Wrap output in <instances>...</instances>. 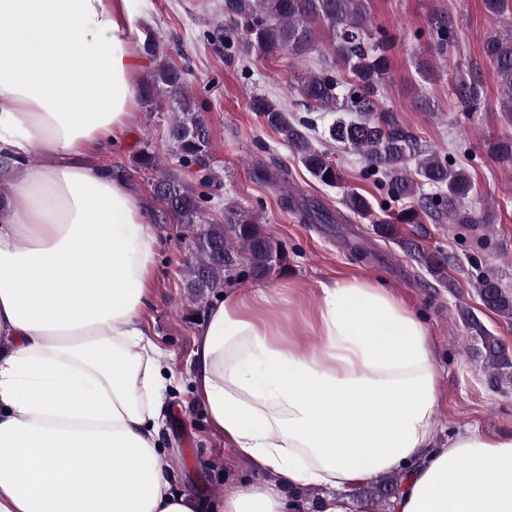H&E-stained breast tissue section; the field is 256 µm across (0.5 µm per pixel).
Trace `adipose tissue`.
Instances as JSON below:
<instances>
[{"mask_svg":"<svg viewBox=\"0 0 512 512\" xmlns=\"http://www.w3.org/2000/svg\"><path fill=\"white\" fill-rule=\"evenodd\" d=\"M132 0H0V512H296L282 484L403 476L393 512H512V433L436 445L429 331L367 279L322 284L306 347L238 293L200 326L188 373L209 427L271 473L229 495L180 489L161 452L174 375L147 339L158 239L96 164L134 120ZM37 163H30L31 152Z\"/></svg>","mask_w":512,"mask_h":512,"instance_id":"adipose-tissue-1","label":"adipose tissue"}]
</instances>
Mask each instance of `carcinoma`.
<instances>
[{
	"label": "carcinoma",
	"mask_w": 512,
	"mask_h": 512,
	"mask_svg": "<svg viewBox=\"0 0 512 512\" xmlns=\"http://www.w3.org/2000/svg\"><path fill=\"white\" fill-rule=\"evenodd\" d=\"M224 18L229 38L236 40L247 54L253 52L267 58L286 55L298 63L315 53L323 57L320 69L298 77L297 107L306 112L332 113L334 118L323 127L319 139L358 152L365 163V175L375 178L391 202L406 204L392 222L379 216L366 197L347 188H343L341 210L315 205L288 192L282 198L283 205L302 223L347 224L353 214L373 224L378 237L392 240L398 238L399 225L421 224L424 215L446 219L451 224L478 223L469 208L474 195L470 174L448 162V157L421 148L409 128L383 105L388 54L396 37L373 26L364 0H224ZM320 25L329 33L325 43L317 36ZM428 30L439 52L456 45L450 16H433ZM147 49L157 64L142 84V105L147 112L167 105L172 112L168 154L186 167L202 165L210 144L205 108L186 90L184 70L160 51L156 38H148ZM484 53L501 89L500 108L512 122V30L490 35ZM453 90L465 112H478L485 105L484 81L476 67L457 69ZM250 108L298 155L313 178L342 188L343 175L332 154L314 143L315 124L311 119L292 115L279 101L266 95L251 96ZM488 150L496 160L512 162V137L488 143ZM425 185L434 188V192H424ZM153 186L154 194L175 223L191 233L194 257L186 267L185 284L191 291L200 294L221 287L224 276L235 270L238 252L246 255L245 275L254 280L263 279L286 260L252 210L230 202L224 207V223H213L207 220L211 196L198 192L177 174L169 172ZM405 247L417 253L431 274L443 276L445 259L424 252L411 241L405 242ZM351 250L361 261L378 257L376 249L362 238L353 242ZM474 287L486 308L512 318V293L497 276L484 274ZM470 323L483 339L484 368L498 380L511 379L512 356L475 320ZM399 488L400 478L392 476L367 490V494L387 500Z\"/></svg>",
	"instance_id": "carcinoma-1"
}]
</instances>
